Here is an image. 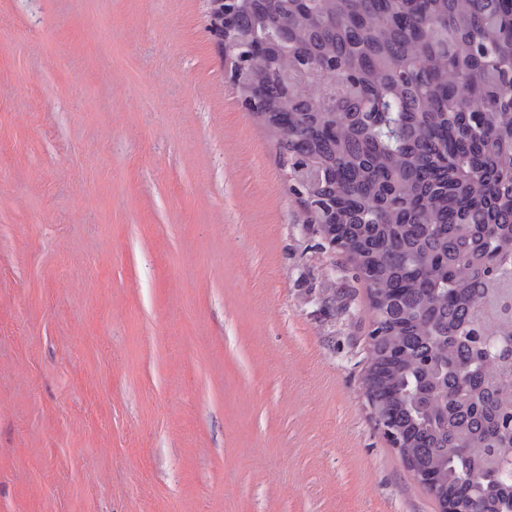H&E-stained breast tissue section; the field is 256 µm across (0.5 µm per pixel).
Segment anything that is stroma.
<instances>
[{"label":"stroma","mask_w":512,"mask_h":512,"mask_svg":"<svg viewBox=\"0 0 512 512\" xmlns=\"http://www.w3.org/2000/svg\"><path fill=\"white\" fill-rule=\"evenodd\" d=\"M208 25L0 0V512H439L366 398L368 290Z\"/></svg>","instance_id":"stroma-1"}]
</instances>
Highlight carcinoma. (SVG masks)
<instances>
[{"label": "carcinoma", "mask_w": 512, "mask_h": 512, "mask_svg": "<svg viewBox=\"0 0 512 512\" xmlns=\"http://www.w3.org/2000/svg\"><path fill=\"white\" fill-rule=\"evenodd\" d=\"M210 2L302 223L369 287L376 423L439 508L512 512V0Z\"/></svg>", "instance_id": "obj_1"}]
</instances>
